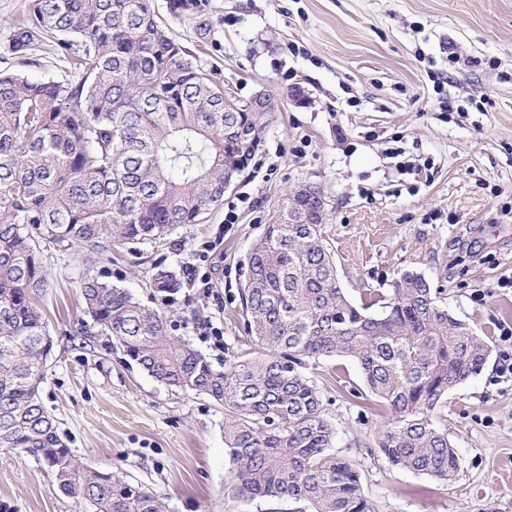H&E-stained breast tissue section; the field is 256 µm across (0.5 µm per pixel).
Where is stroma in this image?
<instances>
[{"instance_id": "1", "label": "stroma", "mask_w": 512, "mask_h": 512, "mask_svg": "<svg viewBox=\"0 0 512 512\" xmlns=\"http://www.w3.org/2000/svg\"><path fill=\"white\" fill-rule=\"evenodd\" d=\"M189 59L227 94L282 97L255 167L225 191L202 224L156 242L114 249L111 260L48 248L50 286L38 303L54 339L41 399L70 448L90 467L146 486L165 512H268L238 499L224 451V409L157 382L93 333L80 282L107 273L149 302L156 264L186 270L202 243L207 285L184 286L163 309L175 333L222 368L261 350L244 330L238 290L254 241L289 189L316 186L327 202L325 239L348 296L378 300L404 271L423 273L438 301L486 339L482 370L434 415L460 459L452 482L391 468L379 453L387 418L354 362L307 365L335 446L360 472L378 512H512V0H208L171 14L152 0ZM30 0H0V71L73 78L51 43L33 64L7 52ZM301 88L306 103L286 99ZM235 222L225 225L226 213ZM0 512H83L54 490L34 458L0 448Z\"/></svg>"}]
</instances>
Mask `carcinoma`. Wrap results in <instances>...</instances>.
Segmentation results:
<instances>
[{"mask_svg": "<svg viewBox=\"0 0 512 512\" xmlns=\"http://www.w3.org/2000/svg\"><path fill=\"white\" fill-rule=\"evenodd\" d=\"M49 37L80 79L0 73V448L41 462L86 512H163L143 485L85 466L41 404L54 351L35 303L49 288L44 246L95 253L202 223L224 202V169L250 168L273 113L264 104L224 111V88L186 58L151 0H30L8 52L26 56ZM324 224L316 195L252 245L241 313L267 354L226 359L222 370L127 289L90 274L81 294L110 346L151 377L224 406L230 478L243 501L377 512L298 366L354 361L389 414L378 442L388 463L449 482L459 458L433 414L491 347L417 272L393 281L382 314L365 312L339 283ZM150 285L166 301L183 281L159 265Z\"/></svg>", "mask_w": 512, "mask_h": 512, "instance_id": "carcinoma-1", "label": "carcinoma"}]
</instances>
